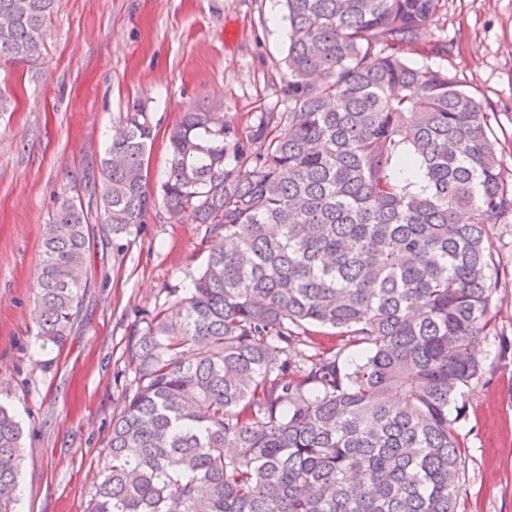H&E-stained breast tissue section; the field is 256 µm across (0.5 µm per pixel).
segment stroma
<instances>
[{"mask_svg": "<svg viewBox=\"0 0 512 512\" xmlns=\"http://www.w3.org/2000/svg\"><path fill=\"white\" fill-rule=\"evenodd\" d=\"M287 47L280 0H57L38 61L0 67L11 98L0 112V404L24 429L16 512H86L132 385L127 344L138 313L171 301L207 255L204 227L174 223L159 200L131 236L91 225L82 307L58 347L37 340L45 224L67 195L99 202V160L131 101L152 117L155 185L168 132L189 108L242 124L260 106L284 108ZM406 58L447 71L492 113L512 170V0H441ZM492 314L494 331L474 341L483 374L457 424L460 512H512V276Z\"/></svg>", "mask_w": 512, "mask_h": 512, "instance_id": "obj_1", "label": "stroma"}]
</instances>
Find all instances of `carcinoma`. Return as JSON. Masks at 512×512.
<instances>
[{"label":"carcinoma","mask_w":512,"mask_h":512,"mask_svg":"<svg viewBox=\"0 0 512 512\" xmlns=\"http://www.w3.org/2000/svg\"><path fill=\"white\" fill-rule=\"evenodd\" d=\"M56 0H0V63L43 45ZM281 92L249 125L190 109L160 184L207 258L144 316L133 389L112 420L87 512H458L472 340L507 276L493 242L512 173L487 112L448 73L413 67L439 0H282ZM99 161L112 235L152 204L145 105ZM91 210L45 225L38 340L65 344L85 287ZM340 343L306 363L314 328ZM21 427L0 406V512H12Z\"/></svg>","instance_id":"carcinoma-1"}]
</instances>
